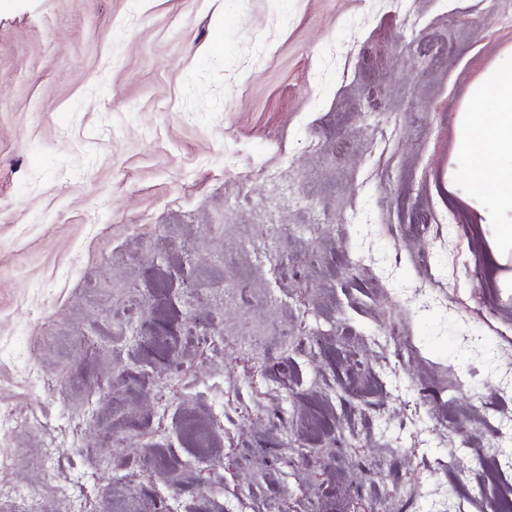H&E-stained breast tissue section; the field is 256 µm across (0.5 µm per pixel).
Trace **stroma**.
Wrapping results in <instances>:
<instances>
[{"instance_id": "35a3bbf8", "label": "stroma", "mask_w": 512, "mask_h": 512, "mask_svg": "<svg viewBox=\"0 0 512 512\" xmlns=\"http://www.w3.org/2000/svg\"><path fill=\"white\" fill-rule=\"evenodd\" d=\"M510 48L512 0H0V408L47 414L0 437L22 460L0 478L44 512H71L64 481L93 512H235L245 486L285 512L323 483L324 512L463 493L470 459L433 464L488 447L484 408L512 411V293L448 163L471 86ZM271 224L289 229L277 267L257 254ZM160 313L223 341L173 339V377L142 346ZM393 318L416 346L395 369L366 342ZM250 330L262 353L223 337ZM350 357L372 367L355 396ZM314 395L334 436L303 427ZM217 414L205 469L190 421Z\"/></svg>"}]
</instances>
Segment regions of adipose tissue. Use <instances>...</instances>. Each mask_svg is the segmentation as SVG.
<instances>
[{
	"instance_id": "obj_1",
	"label": "adipose tissue",
	"mask_w": 512,
	"mask_h": 512,
	"mask_svg": "<svg viewBox=\"0 0 512 512\" xmlns=\"http://www.w3.org/2000/svg\"><path fill=\"white\" fill-rule=\"evenodd\" d=\"M471 99L488 109L458 113L448 189L475 207L499 285L512 288V52L475 82Z\"/></svg>"
}]
</instances>
